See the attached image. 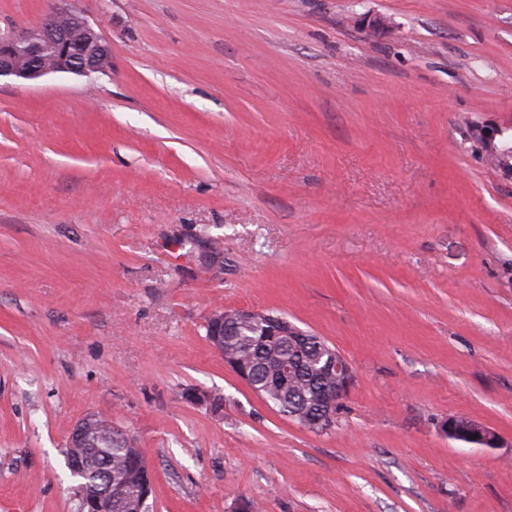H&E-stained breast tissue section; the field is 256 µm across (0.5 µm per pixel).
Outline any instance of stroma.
Listing matches in <instances>:
<instances>
[{
	"instance_id": "1",
	"label": "stroma",
	"mask_w": 512,
	"mask_h": 512,
	"mask_svg": "<svg viewBox=\"0 0 512 512\" xmlns=\"http://www.w3.org/2000/svg\"><path fill=\"white\" fill-rule=\"evenodd\" d=\"M54 5L0 0V33ZM72 5L111 69L0 79V512H74L89 413L150 512H512V450L441 430L512 439V179L466 136L512 123V0ZM234 307L350 363L332 431L225 367ZM477 431L481 434V438L473 442L472 445L479 448H508L512 446V439L508 442L505 438L493 428L486 424L473 419Z\"/></svg>"
}]
</instances>
